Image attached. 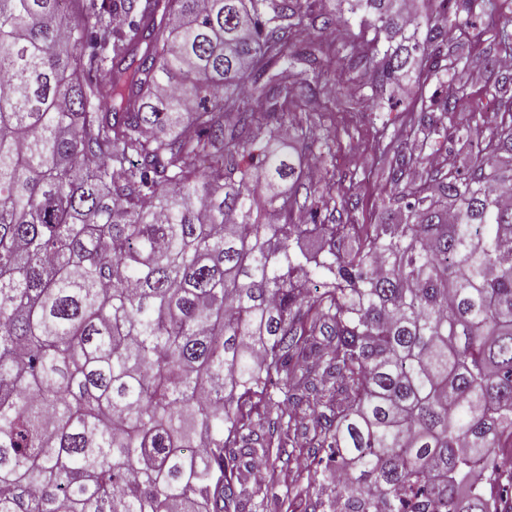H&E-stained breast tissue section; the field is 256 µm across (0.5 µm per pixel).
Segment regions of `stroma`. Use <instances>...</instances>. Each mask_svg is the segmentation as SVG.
Returning <instances> with one entry per match:
<instances>
[{"label": "stroma", "mask_w": 512, "mask_h": 512, "mask_svg": "<svg viewBox=\"0 0 512 512\" xmlns=\"http://www.w3.org/2000/svg\"><path fill=\"white\" fill-rule=\"evenodd\" d=\"M304 11L309 18L336 16L341 36L332 40L316 29L305 28L298 49L329 59L332 65L317 74L295 64L291 79L297 92L289 109L305 127L321 118L330 146L319 160L321 178L335 180L337 194L347 199L345 206L325 210L321 217L326 223L345 225L347 233L353 234L361 225L387 222L382 201L390 195L391 186L380 177L386 167L383 148L394 128L419 115L423 103L444 96L451 77L444 72L431 75L426 67L417 65L394 82L376 84L355 58L371 42L386 49L383 33L348 13L344 0H307ZM475 13L473 25L464 28L440 11L438 0H418L419 16L447 29L451 41L466 43L477 64L495 53L491 26L512 21V0H478ZM498 79V72L488 71L482 81L471 82L469 102L454 115L455 122L469 127L473 137H488L501 120L489 99ZM342 82L348 90L341 97L336 90ZM313 436L309 428L282 447L272 448L273 464L266 483L259 487L247 483L244 501L261 505L264 512H313L316 503L326 500L330 486L316 467L321 451L313 447Z\"/></svg>", "instance_id": "1"}]
</instances>
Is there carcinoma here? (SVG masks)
Here are the masks:
<instances>
[{
	"mask_svg": "<svg viewBox=\"0 0 512 512\" xmlns=\"http://www.w3.org/2000/svg\"><path fill=\"white\" fill-rule=\"evenodd\" d=\"M300 2L0 0V512H240L257 395L315 429L324 512H490L458 486L512 442V96L478 142L447 30L365 55L452 72L385 146L406 222L294 223ZM394 2L352 9L391 31ZM429 142L451 170L416 173Z\"/></svg>",
	"mask_w": 512,
	"mask_h": 512,
	"instance_id": "cac0c4a2",
	"label": "carcinoma"
}]
</instances>
